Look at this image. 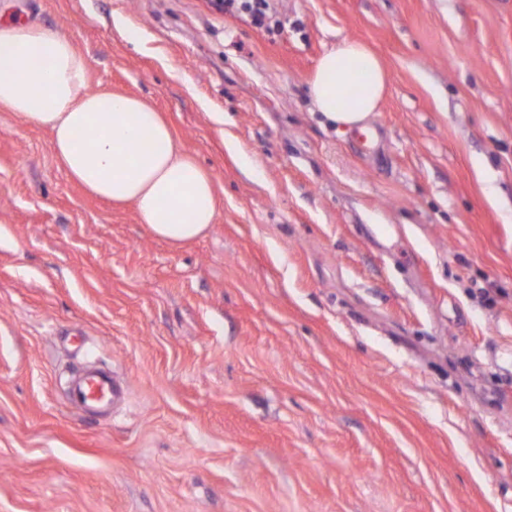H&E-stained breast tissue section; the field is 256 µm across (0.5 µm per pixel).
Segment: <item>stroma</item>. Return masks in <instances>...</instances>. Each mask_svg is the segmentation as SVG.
Masks as SVG:
<instances>
[{"label": "stroma", "instance_id": "stroma-1", "mask_svg": "<svg viewBox=\"0 0 512 512\" xmlns=\"http://www.w3.org/2000/svg\"><path fill=\"white\" fill-rule=\"evenodd\" d=\"M270 5L0 0L220 201L172 247L0 112V512H512V0ZM344 38L390 75L371 152L309 101ZM224 4V12L245 13L257 28L270 30V17L267 14L268 0H218ZM120 385L109 371L91 372L78 379L71 391L72 402L81 408L99 406L118 396Z\"/></svg>", "mask_w": 512, "mask_h": 512}]
</instances>
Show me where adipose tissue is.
Here are the masks:
<instances>
[{
	"label": "adipose tissue",
	"mask_w": 512,
	"mask_h": 512,
	"mask_svg": "<svg viewBox=\"0 0 512 512\" xmlns=\"http://www.w3.org/2000/svg\"><path fill=\"white\" fill-rule=\"evenodd\" d=\"M88 67L50 26L0 24V112L48 129L69 179L114 206L133 205L140 223L171 245L217 221L214 181L186 153L165 118L143 99L87 90ZM388 72L363 42L344 39L318 59L308 81L316 112L346 129L366 126L384 99ZM91 139H83V132Z\"/></svg>",
	"instance_id": "ef3b65f1"
}]
</instances>
